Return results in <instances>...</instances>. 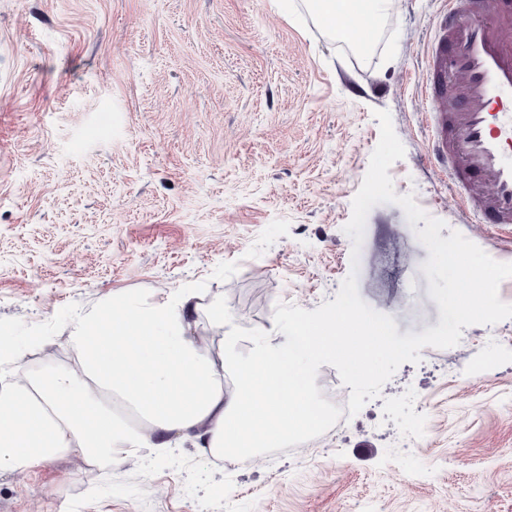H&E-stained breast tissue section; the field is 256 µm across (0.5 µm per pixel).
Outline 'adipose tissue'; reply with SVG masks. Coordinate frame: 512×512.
I'll return each mask as SVG.
<instances>
[{"mask_svg":"<svg viewBox=\"0 0 512 512\" xmlns=\"http://www.w3.org/2000/svg\"><path fill=\"white\" fill-rule=\"evenodd\" d=\"M338 40H368L398 0H310ZM70 368L19 373L25 348L0 333V474L72 455L98 470L141 449L167 456L180 443L234 460L242 448H278L320 427L326 414L309 380L316 362L347 352L358 376L396 356L383 330L361 323L304 324L293 346L275 330H226L224 298L207 288L117 291L71 324Z\"/></svg>","mask_w":512,"mask_h":512,"instance_id":"obj_1","label":"adipose tissue"}]
</instances>
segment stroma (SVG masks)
<instances>
[{
  "instance_id": "35a3bbf8",
  "label": "stroma",
  "mask_w": 512,
  "mask_h": 512,
  "mask_svg": "<svg viewBox=\"0 0 512 512\" xmlns=\"http://www.w3.org/2000/svg\"><path fill=\"white\" fill-rule=\"evenodd\" d=\"M443 0H400L360 48L306 0H0V329L72 365L77 313L112 292L224 294L240 335L277 303L314 310L349 272L399 334L440 321L404 211L344 227L388 111L389 169L492 259L512 229L466 221L426 157L424 57ZM379 398L269 463L227 470L204 448L134 453L78 480L76 456L0 475V512H512V318L423 348ZM90 471V470H89Z\"/></svg>"
}]
</instances>
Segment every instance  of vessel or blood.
<instances>
[{"mask_svg":"<svg viewBox=\"0 0 512 512\" xmlns=\"http://www.w3.org/2000/svg\"><path fill=\"white\" fill-rule=\"evenodd\" d=\"M512 0H447L425 58L428 152L463 214L512 224Z\"/></svg>","mask_w":512,"mask_h":512,"instance_id":"b4317fda","label":"vessel or blood"}]
</instances>
